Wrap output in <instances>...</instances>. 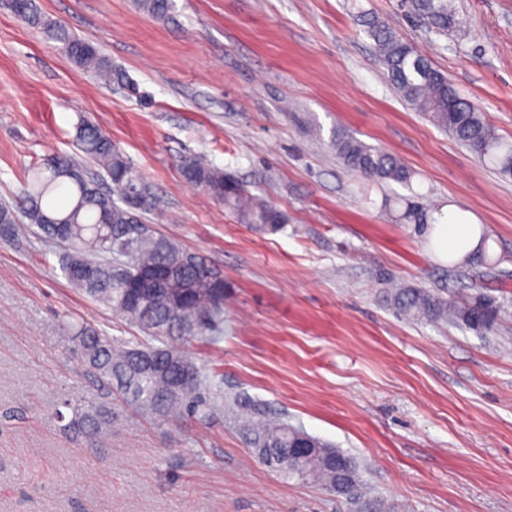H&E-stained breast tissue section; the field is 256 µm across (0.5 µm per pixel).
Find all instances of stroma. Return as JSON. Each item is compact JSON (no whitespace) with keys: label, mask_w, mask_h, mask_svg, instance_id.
<instances>
[{"label":"stroma","mask_w":512,"mask_h":512,"mask_svg":"<svg viewBox=\"0 0 512 512\" xmlns=\"http://www.w3.org/2000/svg\"><path fill=\"white\" fill-rule=\"evenodd\" d=\"M454 3L460 30L443 36L402 0H175L164 19L137 0H40L111 60L104 83L0 0V201L49 155L83 161L77 127L99 126L165 203L146 224L224 273L220 333L185 345L211 391L350 454L403 512H512V177L409 108L356 19L415 44L512 140V0ZM338 129L396 155L410 186L348 170ZM187 155L286 211L285 227L238 224L184 178ZM415 194L463 210L490 262L438 260L425 225L399 219ZM390 279L491 297L496 324L400 316ZM72 325L142 338L69 284L37 228L0 238V512H355L264 466L224 409L160 422L107 395L65 357ZM69 399L111 404L102 446L64 433Z\"/></svg>","instance_id":"obj_1"}]
</instances>
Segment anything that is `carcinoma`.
<instances>
[{"mask_svg":"<svg viewBox=\"0 0 512 512\" xmlns=\"http://www.w3.org/2000/svg\"><path fill=\"white\" fill-rule=\"evenodd\" d=\"M20 19L48 30L62 44L79 69L102 79L112 76V65L92 42L71 34L57 22L46 20L37 0H17ZM148 14L161 18L173 9V0H139ZM411 14L442 35L458 30L453 0H407ZM359 19L375 42L391 85L412 109L428 115L481 159L502 174H512V142L503 141L487 123L480 108L461 97L448 77L416 48L398 38L384 22L364 11ZM84 156L103 168L115 186L111 194L87 177L81 165L64 155H51L23 176L15 204H0V235L10 237L17 225L36 226L41 240L59 246V264L67 281L93 300L160 342L158 346L132 344L85 327H73L71 352L122 400L156 420H169L200 406L202 373L194 383L174 390L180 369L172 356L190 357L177 341L184 337L203 342L219 329L224 314V275L197 253L177 241L150 233L138 236L130 226L141 224L144 215L160 211L159 198L131 167L128 158L112 144V138L96 125L84 123L77 133ZM336 155L351 171L371 181L408 183L412 174L392 153L372 147L339 129L331 140ZM187 180L203 188L215 201L232 211L239 223L259 234H274L288 223V214L253 194L248 185L214 167L201 156L181 160ZM435 210L415 195L406 200L402 219L411 224H431ZM176 268L165 287L171 296L156 301L148 294L133 297L126 282L164 267ZM390 301L401 315L430 321L446 320L460 328L486 333L495 325L496 310L490 299L476 296L468 301L447 300L423 288L393 289ZM247 445L259 449V460L271 467L291 451L304 431L271 418L258 404L234 401ZM112 423V408L73 409L68 428L77 436L95 441L104 437ZM315 448L295 472L285 479L318 485L353 500L359 512H395V506L369 497L356 461L319 438Z\"/></svg>","mask_w":512,"mask_h":512,"instance_id":"cac0c4a2","label":"carcinoma"}]
</instances>
